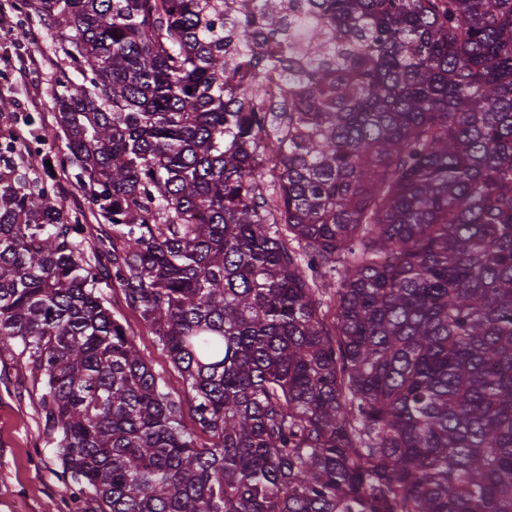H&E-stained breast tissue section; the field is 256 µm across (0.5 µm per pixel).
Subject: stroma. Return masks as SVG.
Wrapping results in <instances>:
<instances>
[{"label": "stroma", "instance_id": "1", "mask_svg": "<svg viewBox=\"0 0 512 512\" xmlns=\"http://www.w3.org/2000/svg\"><path fill=\"white\" fill-rule=\"evenodd\" d=\"M0 96L12 103L38 98L36 121L52 124L56 71L61 64L50 35L38 18L27 15L19 0H0ZM26 69L19 79L18 69ZM116 318L127 323L153 372L173 391L182 380L156 336L129 309L120 288L106 289ZM71 483L43 429L38 394L33 391L25 359L16 345L0 347V512H45L61 501Z\"/></svg>", "mask_w": 512, "mask_h": 512}]
</instances>
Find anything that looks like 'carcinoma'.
Wrapping results in <instances>:
<instances>
[{"instance_id": "carcinoma-1", "label": "carcinoma", "mask_w": 512, "mask_h": 512, "mask_svg": "<svg viewBox=\"0 0 512 512\" xmlns=\"http://www.w3.org/2000/svg\"><path fill=\"white\" fill-rule=\"evenodd\" d=\"M25 2L81 82L0 127V344L75 492L512 512V0ZM19 128L24 132L27 137V142L30 145V151L28 152L30 155H26V161H29L35 169V172L39 174H43L44 171H46L47 163L51 162L55 171L59 194L65 209L69 213H73L75 210H82L86 216V220L83 221V224L88 225L86 234L90 238L95 236L97 221L91 213L82 189L72 176L62 175L55 166L56 159L60 155V149L64 148V143L59 140L45 144H37L32 142V138L27 133V127L21 123ZM105 298L116 318L131 327L137 345L151 365L153 372L164 378L171 390L182 394V380L179 374L172 367L167 354L158 345L156 336L143 324L139 313L126 306L122 290L116 286L107 288Z\"/></svg>"}]
</instances>
